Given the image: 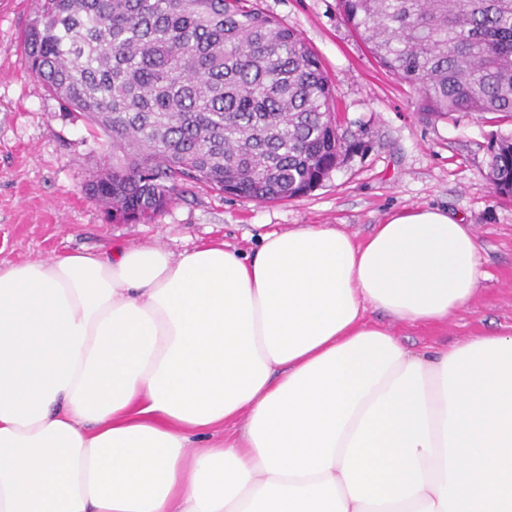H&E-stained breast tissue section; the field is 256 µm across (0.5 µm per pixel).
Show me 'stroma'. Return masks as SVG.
I'll return each instance as SVG.
<instances>
[{
  "label": "stroma",
  "mask_w": 512,
  "mask_h": 512,
  "mask_svg": "<svg viewBox=\"0 0 512 512\" xmlns=\"http://www.w3.org/2000/svg\"><path fill=\"white\" fill-rule=\"evenodd\" d=\"M315 51L336 88L343 130L360 147L323 184L293 199L258 203L196 187L154 221L115 224L85 184L109 160L102 136L73 119L21 61L18 38L34 0H0V263L109 246L160 245L178 254L221 241L246 253L260 234L299 224H329L361 240L406 208H438L470 225L485 276L447 323L412 327L385 313L412 351L434 350L487 333H512V198L487 180V145L512 132L490 115L419 111L414 91L379 67L344 22L336 0H253Z\"/></svg>",
  "instance_id": "1"
}]
</instances>
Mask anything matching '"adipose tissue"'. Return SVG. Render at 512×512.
<instances>
[{
    "label": "adipose tissue",
    "mask_w": 512,
    "mask_h": 512,
    "mask_svg": "<svg viewBox=\"0 0 512 512\" xmlns=\"http://www.w3.org/2000/svg\"><path fill=\"white\" fill-rule=\"evenodd\" d=\"M481 275L437 208L0 265V512H512V335L366 318L446 322Z\"/></svg>",
    "instance_id": "ef3b65f1"
}]
</instances>
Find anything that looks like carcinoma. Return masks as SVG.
<instances>
[{
  "label": "carcinoma",
  "instance_id": "1",
  "mask_svg": "<svg viewBox=\"0 0 512 512\" xmlns=\"http://www.w3.org/2000/svg\"><path fill=\"white\" fill-rule=\"evenodd\" d=\"M381 67L422 111L512 119V0H338ZM28 72L103 136L111 169L91 199L145 223L193 184L267 202L312 191L353 153L320 60L246 0H36ZM488 179L512 198V133L492 138Z\"/></svg>",
  "mask_w": 512,
  "mask_h": 512
}]
</instances>
